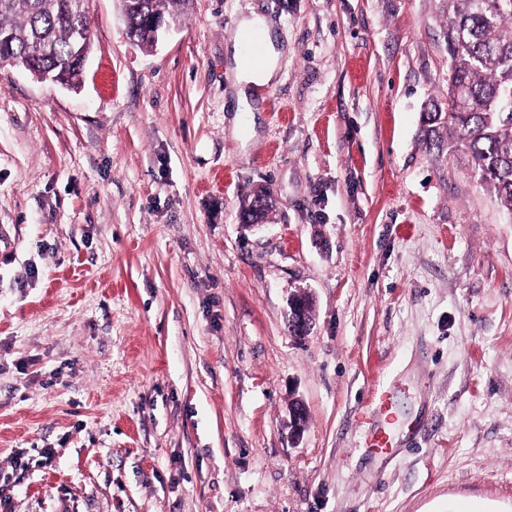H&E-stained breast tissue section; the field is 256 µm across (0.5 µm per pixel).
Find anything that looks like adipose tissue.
<instances>
[{"label": "adipose tissue", "instance_id": "1", "mask_svg": "<svg viewBox=\"0 0 512 512\" xmlns=\"http://www.w3.org/2000/svg\"><path fill=\"white\" fill-rule=\"evenodd\" d=\"M240 25L244 28L262 30L265 34L266 54L260 65L243 64L240 43H232L227 54L228 92L236 101L237 111L254 112L258 106L251 96L252 88L270 83L275 78L282 50L273 35L270 22L265 17L255 14L242 19Z\"/></svg>", "mask_w": 512, "mask_h": 512}]
</instances>
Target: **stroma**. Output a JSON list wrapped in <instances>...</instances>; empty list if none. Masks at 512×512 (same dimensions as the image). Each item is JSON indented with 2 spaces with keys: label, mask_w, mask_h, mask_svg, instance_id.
Listing matches in <instances>:
<instances>
[{
  "label": "stroma",
  "mask_w": 512,
  "mask_h": 512,
  "mask_svg": "<svg viewBox=\"0 0 512 512\" xmlns=\"http://www.w3.org/2000/svg\"><path fill=\"white\" fill-rule=\"evenodd\" d=\"M253 13L285 54L239 117ZM87 14L76 87L0 65V512H512V220L420 145L445 0H192L149 49ZM271 206L270 197L259 190L244 199L239 213L243 217L264 219Z\"/></svg>",
  "instance_id": "35a3bbf8"
}]
</instances>
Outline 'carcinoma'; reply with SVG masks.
Listing matches in <instances>:
<instances>
[{"mask_svg": "<svg viewBox=\"0 0 512 512\" xmlns=\"http://www.w3.org/2000/svg\"><path fill=\"white\" fill-rule=\"evenodd\" d=\"M131 40L157 43L151 15L175 21L190 0H120ZM451 85L443 102L421 115V146L467 157L480 183L512 215V0H448ZM92 49L86 0H0V63L17 60L73 85ZM270 197L259 190L240 214L265 218Z\"/></svg>", "mask_w": 512, "mask_h": 512, "instance_id": "cac0c4a2", "label": "carcinoma"}]
</instances>
